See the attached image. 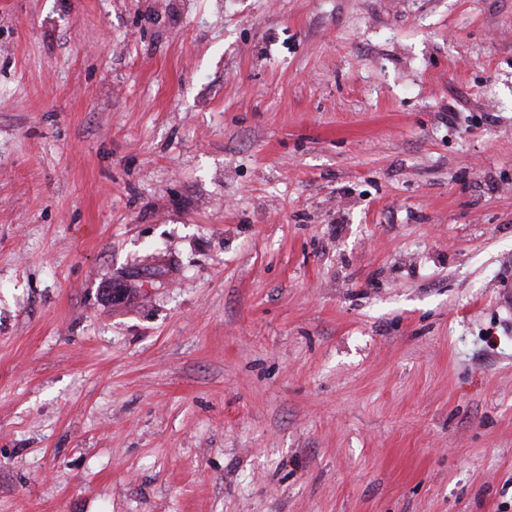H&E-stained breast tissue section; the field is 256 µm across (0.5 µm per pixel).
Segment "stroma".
I'll list each match as a JSON object with an SVG mask.
<instances>
[{"label": "stroma", "mask_w": 512, "mask_h": 512, "mask_svg": "<svg viewBox=\"0 0 512 512\" xmlns=\"http://www.w3.org/2000/svg\"><path fill=\"white\" fill-rule=\"evenodd\" d=\"M0 512H512V0H0Z\"/></svg>", "instance_id": "stroma-1"}]
</instances>
